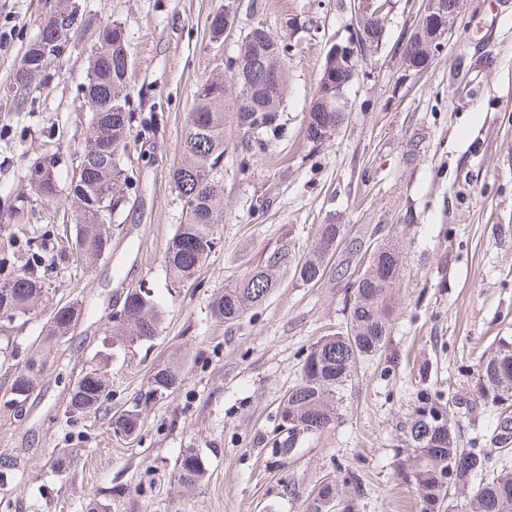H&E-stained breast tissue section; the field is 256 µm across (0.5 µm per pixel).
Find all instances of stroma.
Here are the masks:
<instances>
[{"instance_id":"obj_1","label":"stroma","mask_w":512,"mask_h":512,"mask_svg":"<svg viewBox=\"0 0 512 512\" xmlns=\"http://www.w3.org/2000/svg\"><path fill=\"white\" fill-rule=\"evenodd\" d=\"M229 1L235 27L213 39L208 17ZM57 4L0 0V247L13 244L21 256L32 242L50 258L66 247L70 202L38 198L24 175L54 153L59 185L68 187L91 118L83 99L89 58L81 49L53 65L34 104L15 107L8 95L26 45ZM85 4L100 22L124 28L136 140L127 163L137 183L109 228V257L90 266L72 259L50 275L55 300L81 301L86 313L51 353L22 412L0 406V460L17 473L10 512H84L89 491L112 512H306L321 481L342 486L352 475L363 492L344 494L336 512H419V494L396 458L417 392L449 404L467 439L491 433L502 416L473 400L472 389L481 356L498 338H512V0H464L448 42L422 71L405 70L400 57L422 0H391L383 38L366 51L346 92L349 117L318 147L304 136V118L330 45L351 34L350 0ZM257 24L290 46L283 131L248 152L236 126L225 125L218 243L198 281L177 287L164 256L182 220L170 172L187 115L199 81L228 74ZM244 165L249 174H241ZM330 222L345 225L351 239L402 236L400 317L383 352L359 365L340 423L308 437L283 468L262 440L311 347L344 322L349 279L307 287L293 268L278 269L268 300L233 324L217 322L209 304L280 245L304 256ZM138 288L151 290L164 320L153 341L113 344L102 366L110 403L129 406L152 369L176 353L183 382L150 405L135 439L122 440L103 415L70 420L64 411L113 309ZM455 396L461 407L451 406ZM69 448L80 455L62 478L53 462ZM186 448L200 449L207 465L204 484L191 493L177 491L172 475ZM115 488L120 497H112Z\"/></svg>"}]
</instances>
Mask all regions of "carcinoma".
<instances>
[{"label": "carcinoma", "mask_w": 512, "mask_h": 512, "mask_svg": "<svg viewBox=\"0 0 512 512\" xmlns=\"http://www.w3.org/2000/svg\"><path fill=\"white\" fill-rule=\"evenodd\" d=\"M95 28L90 46V70L85 90L91 124L84 144L75 152L79 172H73L66 198L75 213L74 244L86 264L97 262L109 249L105 225L126 204L132 188L125 161L134 115L129 104V72L122 26H94L93 18L80 8V0H63L55 11L44 16L39 33L22 54L9 85V93L21 108L35 102L50 82L45 55L64 48H78L71 42L76 34ZM288 46L271 33L244 37L232 72L237 89L233 122L242 133L247 148H264L280 137V112L285 101L287 77L284 64ZM224 78L210 77L198 83L195 105L188 114L180 146V161L171 171V180L184 213L183 224L168 243L165 266L172 283L184 286L194 281L207 265L216 241V228L223 223L224 180L219 164L224 157ZM336 122L334 112L309 111L305 135L309 136ZM35 194L53 200L62 193L55 171L31 185ZM345 239L342 224H321L313 247L300 259L293 258L284 244L267 254L264 263L250 270L232 288L214 298L209 306L217 321L234 324L244 314L262 305L276 287L274 272L294 264V276L302 285L324 283L339 272L334 257ZM359 261L363 271L351 282L353 298L343 325L321 337L307 353L298 383L279 406L280 422L268 438L270 453L281 465L287 464L302 440L334 428L341 419L344 391L357 372L358 364L374 357L386 346L397 320L396 288L404 272V256L399 244L369 243ZM26 263L6 279H0V309L16 321L25 322L43 308L50 307L38 344L11 374L3 394L9 401L25 404L37 391L49 369L48 353L66 341L71 328L84 314L77 301L52 304L42 279ZM124 315L112 319L109 339L129 346L150 342L159 335L162 311L150 292L141 288L127 293ZM475 395L494 406L512 400V341L501 338L495 348L479 361ZM180 367L169 364L151 374L147 389L130 406L111 418L112 430L134 435L148 405L167 398L181 386ZM112 394L109 382L97 367L82 372L74 383L66 413L74 418L107 408ZM410 418L402 428L407 457L399 473L419 494L420 512H437L454 491L475 486L468 502L469 512H512V468L503 466L489 472L492 449L480 447L478 439L464 442L443 413L437 421L433 413L441 406L420 391ZM460 457L453 483L444 479L448 460ZM174 482L183 489H195L206 477L204 459L197 448H185L173 465Z\"/></svg>", "instance_id": "obj_1"}]
</instances>
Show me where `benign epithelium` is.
<instances>
[{
  "mask_svg": "<svg viewBox=\"0 0 512 512\" xmlns=\"http://www.w3.org/2000/svg\"><path fill=\"white\" fill-rule=\"evenodd\" d=\"M353 32L345 42L332 44L327 57L336 60V66L348 62L346 71L324 75V87L336 84V125L328 126L321 137L313 139L320 144L331 137L342 125V113L347 111L344 89L352 84L359 72L362 53L377 45L382 39L384 11L389 0H353ZM463 0H424L410 39L402 47L401 58L408 70L427 68L448 34L462 9Z\"/></svg>",
  "mask_w": 512,
  "mask_h": 512,
  "instance_id": "obj_1",
  "label": "benign epithelium"
}]
</instances>
